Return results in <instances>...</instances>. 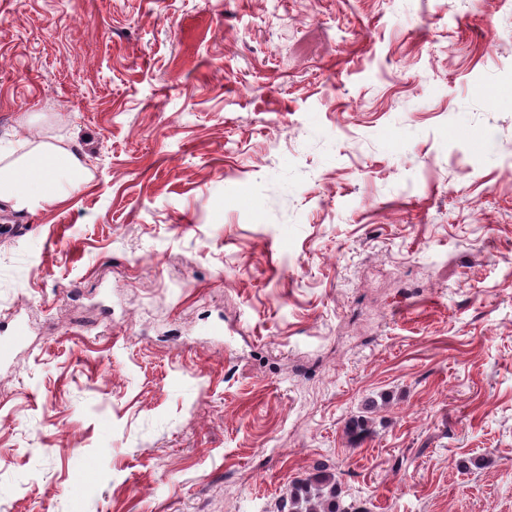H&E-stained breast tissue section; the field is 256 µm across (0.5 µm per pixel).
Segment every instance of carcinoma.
Here are the masks:
<instances>
[{
    "instance_id": "carcinoma-1",
    "label": "carcinoma",
    "mask_w": 512,
    "mask_h": 512,
    "mask_svg": "<svg viewBox=\"0 0 512 512\" xmlns=\"http://www.w3.org/2000/svg\"><path fill=\"white\" fill-rule=\"evenodd\" d=\"M278 512H367L355 502H346L336 474L323 466L292 484L288 510Z\"/></svg>"
}]
</instances>
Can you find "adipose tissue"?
Segmentation results:
<instances>
[{
    "instance_id": "1",
    "label": "adipose tissue",
    "mask_w": 512,
    "mask_h": 512,
    "mask_svg": "<svg viewBox=\"0 0 512 512\" xmlns=\"http://www.w3.org/2000/svg\"><path fill=\"white\" fill-rule=\"evenodd\" d=\"M92 177L86 155L65 138L41 136L16 149L0 146V207L15 213L63 202Z\"/></svg>"
}]
</instances>
